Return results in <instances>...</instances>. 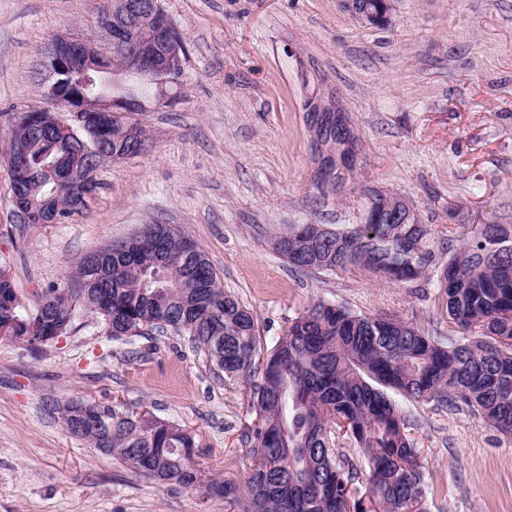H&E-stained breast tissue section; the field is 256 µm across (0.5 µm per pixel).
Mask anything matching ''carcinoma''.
<instances>
[{"mask_svg": "<svg viewBox=\"0 0 512 512\" xmlns=\"http://www.w3.org/2000/svg\"><path fill=\"white\" fill-rule=\"evenodd\" d=\"M85 125L112 148L137 155L142 147L116 139L120 120L84 113ZM27 155L25 176L9 178L12 198L32 200L29 225L46 215L66 224L82 214L53 196L45 169L79 176L100 162L80 145L60 140L47 115L10 130L6 160ZM359 223L333 229L292 224L274 247L295 269L361 267L404 284L435 278L448 314L464 340L443 344L417 327L325 303L312 306L256 362L253 314L224 293L198 245L170 224L141 231L89 255L66 288L18 295L0 269V337L37 349L68 331L77 302L99 318L113 339L155 327L185 334L228 378L251 381L254 418L245 432L256 462L247 494L221 478H205L191 434L149 411L90 405L92 423L76 430L77 404L52 403L74 437L118 458L132 472L163 484L204 488L240 512H424V484L405 419L388 397L393 389L418 400L470 408L488 427L512 435V224H478L471 234L437 242L426 224ZM90 282L80 295L76 284ZM351 436L366 461L360 472L336 459L333 430Z\"/></svg>", "mask_w": 512, "mask_h": 512, "instance_id": "carcinoma-1", "label": "carcinoma"}]
</instances>
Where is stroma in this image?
<instances>
[{
    "instance_id": "1",
    "label": "stroma",
    "mask_w": 512,
    "mask_h": 512,
    "mask_svg": "<svg viewBox=\"0 0 512 512\" xmlns=\"http://www.w3.org/2000/svg\"><path fill=\"white\" fill-rule=\"evenodd\" d=\"M163 6L188 53L176 102L146 98L145 150L102 164L82 217L32 228L13 215L3 140L14 113L46 105L37 86L53 37H105L98 0H0V266L17 292L65 287L88 253L141 225L173 224L253 313L260 353L319 302L447 342L454 328L434 279L304 273L272 241L287 224L356 223L364 187L400 194L440 239L512 224V0H394L383 27L341 0ZM318 91L337 95L362 142L354 191L341 197L314 185L304 103ZM72 397L151 409L194 435L207 474L237 486L254 466L249 382L215 371L187 336L116 340L81 311L41 351L0 339V512H233L71 436L47 404ZM391 398L417 449L425 512H512V436L463 405Z\"/></svg>"
}]
</instances>
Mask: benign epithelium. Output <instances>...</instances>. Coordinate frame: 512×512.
Listing matches in <instances>:
<instances>
[{"instance_id": "1", "label": "benign epithelium", "mask_w": 512, "mask_h": 512, "mask_svg": "<svg viewBox=\"0 0 512 512\" xmlns=\"http://www.w3.org/2000/svg\"><path fill=\"white\" fill-rule=\"evenodd\" d=\"M347 10L358 20L378 26L390 20L392 0H382L377 9H368L360 0H344ZM98 20L105 32L107 46L98 47L94 42L71 34L55 36L44 52L42 66L49 72L50 81L40 85L47 100L45 112L55 113L60 136L76 135L84 124V112H111L127 117L125 134L138 132L139 113L146 106L138 90L129 85L134 78L153 90L155 100L164 106L175 103L172 89L181 85L185 75L187 53L179 30L163 7L162 0H101ZM107 76L105 90L80 99L63 97L59 92L63 77L76 82L92 76ZM306 111L317 112L311 117V129L316 120L336 125V133L343 141L336 162L315 156V181L323 188L343 192L344 180L334 181L331 169L345 172L357 165L360 143L351 134V122L340 102L333 96L314 97L307 101ZM54 190L59 195H84L85 189L97 182L96 173L89 172L81 178L54 177Z\"/></svg>"}]
</instances>
